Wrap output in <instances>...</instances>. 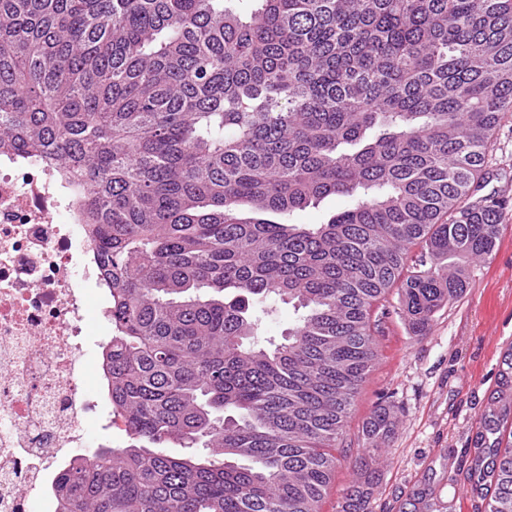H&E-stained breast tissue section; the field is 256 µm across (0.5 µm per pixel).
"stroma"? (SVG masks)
<instances>
[{
  "mask_svg": "<svg viewBox=\"0 0 512 512\" xmlns=\"http://www.w3.org/2000/svg\"><path fill=\"white\" fill-rule=\"evenodd\" d=\"M481 193L512 196V118L495 133ZM492 254L468 263L463 295L438 308L424 335L410 329L402 299L391 292L379 316L381 357L362 387L337 444L336 471L322 512H342L349 486L364 485L368 512H484L480 498L456 501L471 479L482 415L501 382L505 346H512V204ZM394 415L391 434L371 444L365 423L381 396Z\"/></svg>",
  "mask_w": 512,
  "mask_h": 512,
  "instance_id": "stroma-1",
  "label": "stroma"
}]
</instances>
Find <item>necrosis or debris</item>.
I'll return each instance as SVG.
<instances>
[{"label": "necrosis or debris", "instance_id": "necrosis-or-debris-1", "mask_svg": "<svg viewBox=\"0 0 512 512\" xmlns=\"http://www.w3.org/2000/svg\"><path fill=\"white\" fill-rule=\"evenodd\" d=\"M109 288L60 167L0 151V512H53L58 473L101 445L87 378L103 373L89 352L112 334Z\"/></svg>", "mask_w": 512, "mask_h": 512}]
</instances>
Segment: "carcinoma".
<instances>
[{"mask_svg":"<svg viewBox=\"0 0 512 512\" xmlns=\"http://www.w3.org/2000/svg\"><path fill=\"white\" fill-rule=\"evenodd\" d=\"M230 2L0 0V150L82 200L129 438L64 471L55 512H320L375 308L399 288L424 333L499 241L506 202L472 187L512 112V0ZM328 196L351 204L286 222ZM278 301L303 313L264 346L251 307ZM392 428L379 406L365 433ZM493 431L486 512H512Z\"/></svg>","mask_w":512,"mask_h":512,"instance_id":"carcinoma-1","label":"carcinoma"}]
</instances>
